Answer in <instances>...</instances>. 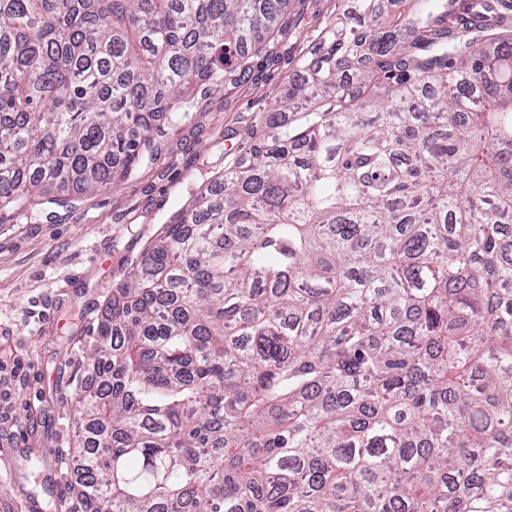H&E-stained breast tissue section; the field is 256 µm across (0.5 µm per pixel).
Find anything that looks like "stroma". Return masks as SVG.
Instances as JSON below:
<instances>
[{
    "instance_id": "1",
    "label": "stroma",
    "mask_w": 512,
    "mask_h": 512,
    "mask_svg": "<svg viewBox=\"0 0 512 512\" xmlns=\"http://www.w3.org/2000/svg\"><path fill=\"white\" fill-rule=\"evenodd\" d=\"M338 0H289L274 56L257 55L242 81L198 96L189 122L169 129L155 160L72 206L0 218V512H26L63 482L75 446L73 392L92 371L80 347L113 285L189 204L250 145L258 116L331 19ZM41 461L29 470L27 457Z\"/></svg>"
}]
</instances>
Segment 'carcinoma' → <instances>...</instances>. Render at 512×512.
Masks as SVG:
<instances>
[{"label":"carcinoma","mask_w":512,"mask_h":512,"mask_svg":"<svg viewBox=\"0 0 512 512\" xmlns=\"http://www.w3.org/2000/svg\"><path fill=\"white\" fill-rule=\"evenodd\" d=\"M450 7L341 0L112 289L34 512H512V30ZM287 8L0 0V210L130 176Z\"/></svg>","instance_id":"obj_1"}]
</instances>
